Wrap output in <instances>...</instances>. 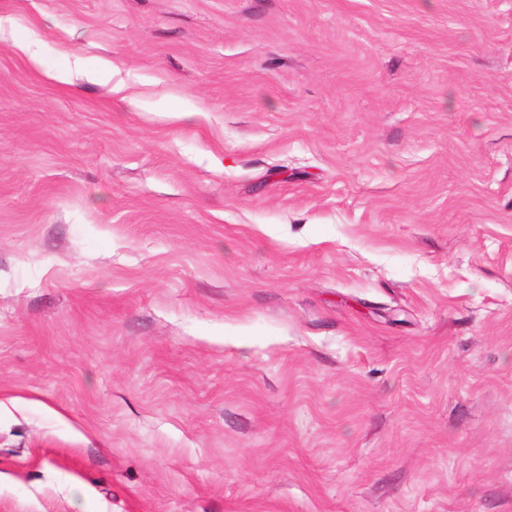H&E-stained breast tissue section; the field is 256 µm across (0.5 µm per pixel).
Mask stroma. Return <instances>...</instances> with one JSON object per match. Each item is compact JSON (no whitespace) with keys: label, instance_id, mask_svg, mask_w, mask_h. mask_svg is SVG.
I'll return each instance as SVG.
<instances>
[{"label":"stroma","instance_id":"1","mask_svg":"<svg viewBox=\"0 0 512 512\" xmlns=\"http://www.w3.org/2000/svg\"><path fill=\"white\" fill-rule=\"evenodd\" d=\"M0 512H512V0H0Z\"/></svg>","mask_w":512,"mask_h":512}]
</instances>
